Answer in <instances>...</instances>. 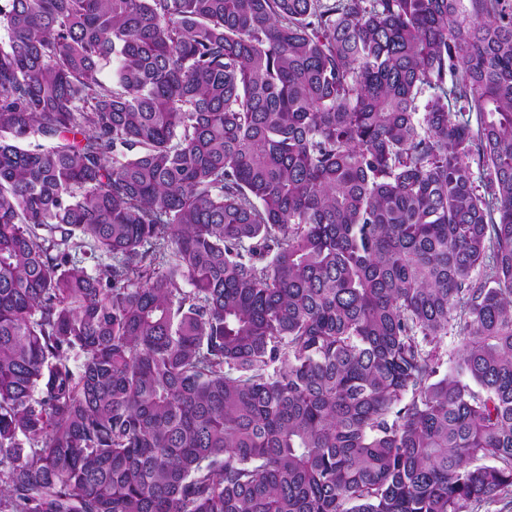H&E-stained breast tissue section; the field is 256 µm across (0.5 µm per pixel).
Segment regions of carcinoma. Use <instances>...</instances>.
I'll return each mask as SVG.
<instances>
[{
	"instance_id": "carcinoma-1",
	"label": "carcinoma",
	"mask_w": 512,
	"mask_h": 512,
	"mask_svg": "<svg viewBox=\"0 0 512 512\" xmlns=\"http://www.w3.org/2000/svg\"><path fill=\"white\" fill-rule=\"evenodd\" d=\"M503 2L0 0V512L512 507Z\"/></svg>"
}]
</instances>
